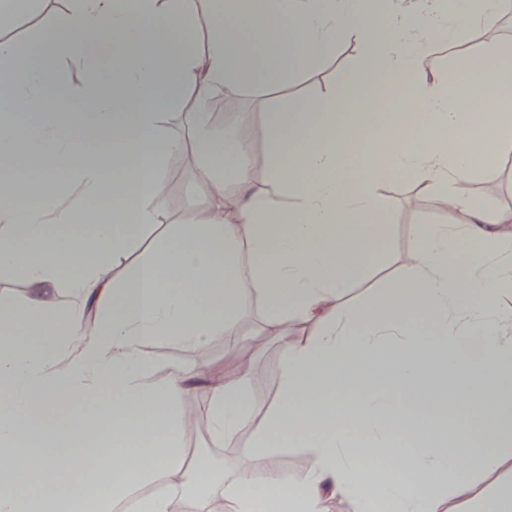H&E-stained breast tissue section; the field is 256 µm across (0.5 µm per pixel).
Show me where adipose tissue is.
Returning a JSON list of instances; mask_svg holds the SVG:
<instances>
[{
    "label": "adipose tissue",
    "mask_w": 512,
    "mask_h": 512,
    "mask_svg": "<svg viewBox=\"0 0 512 512\" xmlns=\"http://www.w3.org/2000/svg\"><path fill=\"white\" fill-rule=\"evenodd\" d=\"M506 0H423L419 10L373 0H210L203 36L195 0H66L39 52L0 37V105L24 123L0 124V269L33 288L23 308L0 312V512H512V389L489 395L512 364V241L498 227L512 213L478 206L471 178L495 190L512 155V41L475 51L463 31L496 22ZM354 37L362 61L340 85L265 115L269 174L292 200L251 187L249 147L216 137L204 103L244 67L265 85L316 68L336 36ZM467 60V81L429 80L439 45ZM112 64V90L95 97L45 86L68 51ZM388 75L409 80L390 103L373 90ZM191 97L190 144L206 209L190 211L160 250L123 280L115 262L162 223L159 179L170 138L160 106ZM392 112L365 135L364 109ZM428 117L405 131L415 111ZM488 114L480 164L459 152L475 115ZM419 173L462 224L421 232L411 271L389 295L345 292L376 265L386 208L381 177ZM66 176L62 193L47 188ZM239 189L225 201V184ZM249 225L241 235V225ZM481 243L474 259L458 237ZM94 311L56 304L59 289ZM262 291L260 336L282 343V388L253 416L245 371L195 368L155 385L147 345L189 348L234 335L245 294ZM302 325L301 339L286 335ZM360 352L349 362L351 352ZM450 380L443 393L424 375ZM206 397L213 438L242 449L236 476L215 492L211 465H184L182 399ZM148 438L143 448L131 447ZM306 449L310 467L289 492L287 475L253 478L254 459Z\"/></svg>",
    "instance_id": "ef3b65f1"
}]
</instances>
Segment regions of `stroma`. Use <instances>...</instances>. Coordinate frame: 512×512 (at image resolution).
<instances>
[{
  "instance_id": "35a3bbf8",
  "label": "stroma",
  "mask_w": 512,
  "mask_h": 512,
  "mask_svg": "<svg viewBox=\"0 0 512 512\" xmlns=\"http://www.w3.org/2000/svg\"><path fill=\"white\" fill-rule=\"evenodd\" d=\"M60 5L61 0H42L38 21L32 25L26 20L13 17L6 6L0 4V31L31 43L37 42L49 35L51 17ZM359 59L357 42L348 37H338L331 51L315 70L293 72L284 89L273 96L247 94L238 110L225 113L222 121L212 122V130L219 137L227 133L238 135L250 121L254 122L256 128H263L266 113L288 108L293 100L319 95L334 84L353 79ZM196 168V157L185 149L165 158L159 201L166 222L150 230L133 247L131 260L140 259L154 249L188 211L208 206L209 197L196 180ZM463 189L475 203H490L505 212L512 210V156L501 161L499 185L494 196H486L484 182L479 178L464 184ZM375 192L387 210V221L381 229L384 252L381 264L365 279L354 283L351 295L357 299L382 293L394 275L413 267L415 240L419 231L460 221L458 214L449 211L446 201L424 189L419 174L407 173L397 180L380 179L375 185ZM262 317V312L243 310L239 318V334L231 340L214 337L196 348L175 349L168 355L157 354L152 373L153 382L164 383L177 371L191 367L227 373L242 367L253 374L264 372L279 376L284 355L282 344L264 341L256 345L252 342ZM183 405L195 412L182 429L185 448L206 453L223 477H232L241 449L252 443L251 435L241 434L233 448L214 446L210 440L208 421L196 414L197 409L204 405L203 397L198 394L188 395Z\"/></svg>"
}]
</instances>
